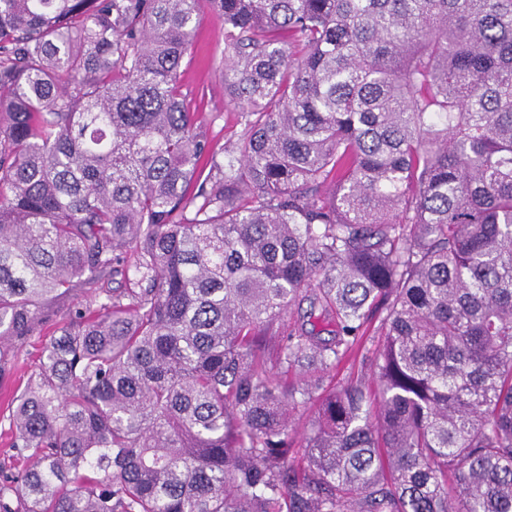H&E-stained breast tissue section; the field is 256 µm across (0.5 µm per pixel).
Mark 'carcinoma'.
I'll list each match as a JSON object with an SVG mask.
<instances>
[{"mask_svg": "<svg viewBox=\"0 0 512 512\" xmlns=\"http://www.w3.org/2000/svg\"><path fill=\"white\" fill-rule=\"evenodd\" d=\"M210 2L220 150L197 0H0V512H512V0ZM201 24L194 32L190 53L181 67L183 92L191 111L207 127L215 148L235 142L243 129L240 112L224 95L220 72L224 61V31L208 0L198 1ZM42 338L40 339V341ZM32 340L18 352L16 367L10 379L0 384V411L1 405H6L9 396L20 384H24L28 376L32 373L37 363L38 349L41 342Z\"/></svg>", "mask_w": 512, "mask_h": 512, "instance_id": "carcinoma-1", "label": "carcinoma"}]
</instances>
